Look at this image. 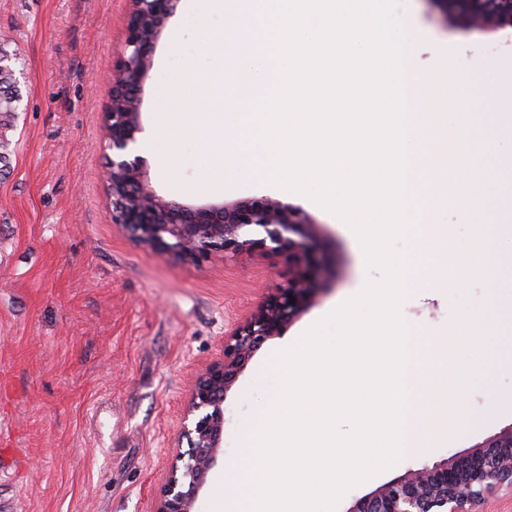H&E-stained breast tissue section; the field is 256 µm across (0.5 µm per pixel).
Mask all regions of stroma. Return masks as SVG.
<instances>
[{"label":"stroma","mask_w":512,"mask_h":512,"mask_svg":"<svg viewBox=\"0 0 512 512\" xmlns=\"http://www.w3.org/2000/svg\"><path fill=\"white\" fill-rule=\"evenodd\" d=\"M129 7L0 0V56L16 97L14 112H0V512H153L196 376L223 356L225 329L287 273L278 257L181 263L112 223L102 112ZM397 14L419 73L456 60L473 100L512 86V28L479 31L454 14L443 23L423 0H400ZM233 22L215 0H178L152 51L142 128L162 114L177 120L186 101L221 111L200 79L223 78L212 37ZM156 149L146 178L160 195L192 205L278 197L309 215L328 257L316 303L262 345L227 394L223 453L194 505L219 512L221 491L243 482L246 433L274 391V353L362 287L367 270L342 220L263 174L201 188L218 165L206 132L160 138ZM423 220L451 226L457 257L479 251L488 267L461 286L417 275L402 306L430 357L453 344L460 361L480 358L465 397L471 419L455 441L414 449L350 490L340 512L405 470L512 426V271L501 240L479 237L450 206ZM465 312L490 323L471 345L451 340Z\"/></svg>","instance_id":"obj_1"}]
</instances>
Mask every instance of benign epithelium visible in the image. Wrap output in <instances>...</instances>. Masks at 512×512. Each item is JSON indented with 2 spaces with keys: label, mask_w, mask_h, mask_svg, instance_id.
<instances>
[{
  "label": "benign epithelium",
  "mask_w": 512,
  "mask_h": 512,
  "mask_svg": "<svg viewBox=\"0 0 512 512\" xmlns=\"http://www.w3.org/2000/svg\"><path fill=\"white\" fill-rule=\"evenodd\" d=\"M124 50L112 74V111L102 112L107 131L106 171L112 172V223L133 240L181 262L281 257L288 276L240 320L224 340V357L197 377L179 455L160 491L155 512H193L217 464L227 393L268 339L280 336L316 301L322 272L318 241L306 212L272 196L191 206L159 196L144 180L134 154L140 131L141 93L150 55L177 0H131ZM442 18L452 6L479 28L512 25V0H426ZM512 496V426L465 455L423 464L354 499L347 512H485L491 499Z\"/></svg>",
  "instance_id": "benign-epithelium-1"
}]
</instances>
